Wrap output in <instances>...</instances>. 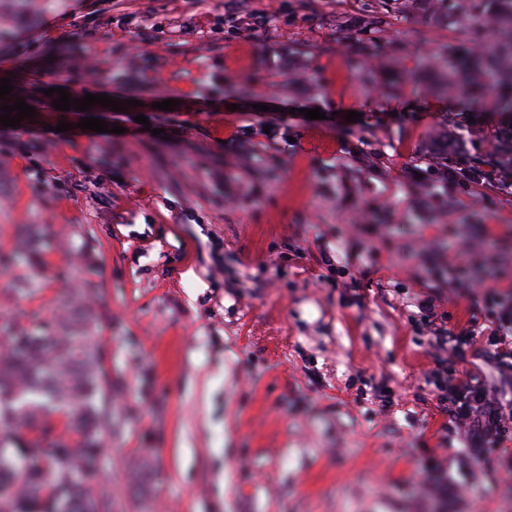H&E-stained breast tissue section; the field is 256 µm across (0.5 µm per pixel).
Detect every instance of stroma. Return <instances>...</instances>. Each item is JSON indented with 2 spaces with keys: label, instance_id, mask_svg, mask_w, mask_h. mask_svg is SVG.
I'll list each match as a JSON object with an SVG mask.
<instances>
[{
  "label": "stroma",
  "instance_id": "35a3bbf8",
  "mask_svg": "<svg viewBox=\"0 0 512 512\" xmlns=\"http://www.w3.org/2000/svg\"><path fill=\"white\" fill-rule=\"evenodd\" d=\"M448 42L424 0H0V78L37 111L0 126V339L82 294L112 512H512V455L474 460L440 402L486 365L485 292L512 302V185L454 176L488 150L462 127L512 119L414 83ZM55 87L135 105L81 130Z\"/></svg>",
  "mask_w": 512,
  "mask_h": 512
}]
</instances>
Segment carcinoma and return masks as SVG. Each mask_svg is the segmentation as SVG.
Returning a JSON list of instances; mask_svg holds the SVG:
<instances>
[{"mask_svg": "<svg viewBox=\"0 0 512 512\" xmlns=\"http://www.w3.org/2000/svg\"><path fill=\"white\" fill-rule=\"evenodd\" d=\"M435 10L447 18L477 20L472 35L481 50L461 56L446 48L447 90L479 103L494 101L512 109L502 90L512 85V0H437ZM491 147L482 164L462 176L472 182L502 183L512 178V128L483 135ZM112 379L101 364L86 327L47 323L37 333L18 327L0 342V429L22 426L32 438L0 445V512H112L107 492L87 491L100 460V429L111 424L106 391ZM68 410L79 430L72 445L57 434L48 415Z\"/></svg>", "mask_w": 512, "mask_h": 512, "instance_id": "obj_1", "label": "carcinoma"}]
</instances>
